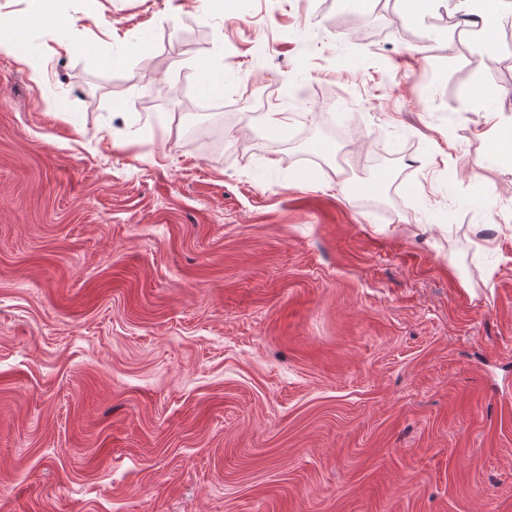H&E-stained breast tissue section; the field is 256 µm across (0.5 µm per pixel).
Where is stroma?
I'll list each match as a JSON object with an SVG mask.
<instances>
[{
	"label": "stroma",
	"instance_id": "1",
	"mask_svg": "<svg viewBox=\"0 0 512 512\" xmlns=\"http://www.w3.org/2000/svg\"><path fill=\"white\" fill-rule=\"evenodd\" d=\"M240 2L0 0V512H512V15ZM483 2H488L489 4V6L486 7L484 13L466 8L464 6L466 14L476 15V19L465 20L464 23L477 29L476 32L479 38L483 40L486 50L492 52L495 45L494 42L489 41V35L496 30V22L498 18L497 5H499L500 2H503V0H489Z\"/></svg>",
	"mask_w": 512,
	"mask_h": 512
}]
</instances>
